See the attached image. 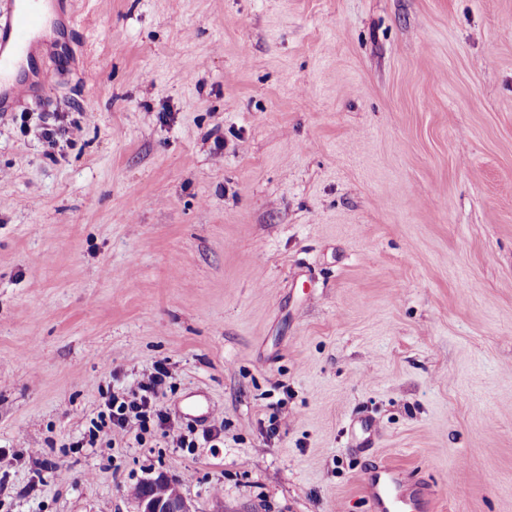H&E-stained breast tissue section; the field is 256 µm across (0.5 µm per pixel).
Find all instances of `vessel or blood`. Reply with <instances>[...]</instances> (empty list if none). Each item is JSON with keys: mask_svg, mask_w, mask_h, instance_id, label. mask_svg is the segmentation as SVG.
<instances>
[{"mask_svg": "<svg viewBox=\"0 0 512 512\" xmlns=\"http://www.w3.org/2000/svg\"><path fill=\"white\" fill-rule=\"evenodd\" d=\"M45 0H8L4 17L0 18V112L31 95L26 81L15 79L14 71L35 54V34L44 26ZM365 492L375 512H418L422 500L432 498L433 491L409 483L403 472L384 465L363 478Z\"/></svg>", "mask_w": 512, "mask_h": 512, "instance_id": "vessel-or-blood-1", "label": "vessel or blood"}]
</instances>
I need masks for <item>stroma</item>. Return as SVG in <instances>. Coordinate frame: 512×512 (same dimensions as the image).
Wrapping results in <instances>:
<instances>
[{"mask_svg": "<svg viewBox=\"0 0 512 512\" xmlns=\"http://www.w3.org/2000/svg\"><path fill=\"white\" fill-rule=\"evenodd\" d=\"M0 112V512H512V0H74ZM87 109L48 148L42 121ZM224 423L72 446L109 386ZM375 430L352 443L364 422ZM31 94H33L32 86L25 80L15 78L14 82L7 89L0 86V112H10L16 102L23 100ZM365 492L376 512H415L431 488L409 483L401 470L383 465L363 478ZM136 512H195L193 505L178 486H172L166 496L154 498L138 490L132 493Z\"/></svg>", "mask_w": 512, "mask_h": 512, "instance_id": "obj_1", "label": "stroma"}]
</instances>
